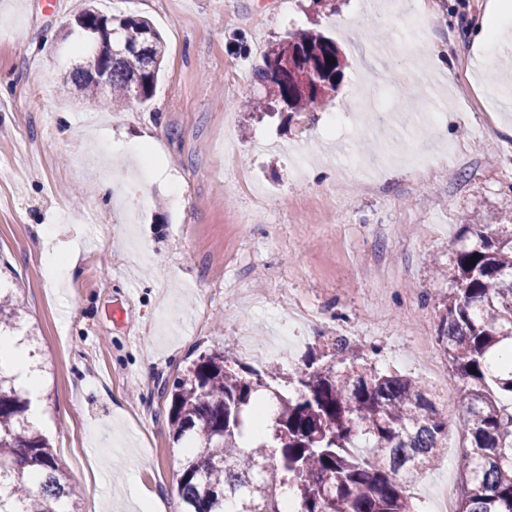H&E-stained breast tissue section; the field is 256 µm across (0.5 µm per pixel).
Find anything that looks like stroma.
<instances>
[{
  "instance_id": "stroma-1",
  "label": "stroma",
  "mask_w": 512,
  "mask_h": 512,
  "mask_svg": "<svg viewBox=\"0 0 512 512\" xmlns=\"http://www.w3.org/2000/svg\"><path fill=\"white\" fill-rule=\"evenodd\" d=\"M378 2L95 0L107 16L150 18L166 41L152 100L112 111L59 94L77 63L61 37L85 0H0V273L35 336L38 427L79 512H140L141 495L182 512L161 388L206 350L250 364L245 336L273 345L288 373L328 367L346 336L379 371L443 392L437 302L459 229L512 213V23L478 70L491 0H427L416 24ZM298 30L335 39L346 60L336 96L299 119L242 108L259 91L254 68ZM436 53L449 70L431 67ZM363 182L379 192L361 194ZM72 251L52 282L48 254ZM438 407L448 437L415 482L418 512L459 482L456 405Z\"/></svg>"
}]
</instances>
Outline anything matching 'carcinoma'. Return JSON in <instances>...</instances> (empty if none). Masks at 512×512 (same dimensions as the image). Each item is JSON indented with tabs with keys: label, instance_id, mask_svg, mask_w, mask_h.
<instances>
[{
	"label": "carcinoma",
	"instance_id": "cac0c4a2",
	"mask_svg": "<svg viewBox=\"0 0 512 512\" xmlns=\"http://www.w3.org/2000/svg\"><path fill=\"white\" fill-rule=\"evenodd\" d=\"M80 17L118 30L128 49L104 53L72 40L80 59L72 82L110 108L151 100L166 52L152 22L92 8ZM344 66L332 39L297 31L264 56L253 79L270 102L299 115L338 90ZM102 71L111 84L105 98L93 82ZM458 242L435 336L463 419L458 512H512V406L504 404L512 402V362H499L512 350V218L463 224ZM18 320L12 289L0 287V334L20 330ZM334 349L335 366L309 363L289 375L278 366L233 368L221 348L192 361L167 394L173 442L187 444L183 512H284L285 492L298 512H417L407 485L436 463L448 436L435 393L360 362L347 342ZM29 410L0 368V512H49L48 497L76 512L77 491Z\"/></svg>",
	"mask_w": 512,
	"mask_h": 512
}]
</instances>
